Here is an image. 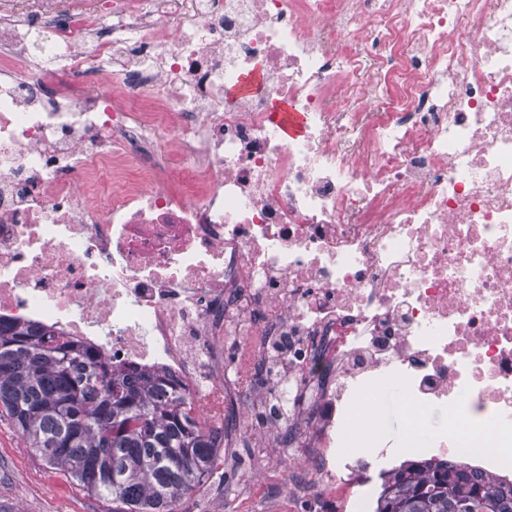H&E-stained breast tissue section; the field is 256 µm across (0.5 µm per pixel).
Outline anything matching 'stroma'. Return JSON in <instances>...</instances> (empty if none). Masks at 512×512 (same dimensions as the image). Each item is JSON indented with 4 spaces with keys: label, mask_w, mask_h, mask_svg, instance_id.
I'll return each instance as SVG.
<instances>
[{
    "label": "stroma",
    "mask_w": 512,
    "mask_h": 512,
    "mask_svg": "<svg viewBox=\"0 0 512 512\" xmlns=\"http://www.w3.org/2000/svg\"><path fill=\"white\" fill-rule=\"evenodd\" d=\"M235 346L224 348L223 457L211 479L199 492L185 497L181 512H314L312 501L290 493L289 464L275 476H255L254 471L270 453L265 439V409L255 412L252 430H245L238 409L243 396L235 379ZM385 389L374 395V422L390 445L397 446L408 434L405 417ZM0 507L5 512H108L103 499L51 470L27 448L7 420H0Z\"/></svg>",
    "instance_id": "obj_1"
}]
</instances>
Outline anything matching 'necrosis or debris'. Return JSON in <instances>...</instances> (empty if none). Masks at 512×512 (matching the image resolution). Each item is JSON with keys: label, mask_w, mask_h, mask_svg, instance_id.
Wrapping results in <instances>:
<instances>
[{"label": "necrosis or debris", "mask_w": 512, "mask_h": 512, "mask_svg": "<svg viewBox=\"0 0 512 512\" xmlns=\"http://www.w3.org/2000/svg\"><path fill=\"white\" fill-rule=\"evenodd\" d=\"M0 320L214 429L237 342L314 497L383 471L382 384L454 420L403 456L512 481V0H0Z\"/></svg>", "instance_id": "necrosis-or-debris-1"}]
</instances>
